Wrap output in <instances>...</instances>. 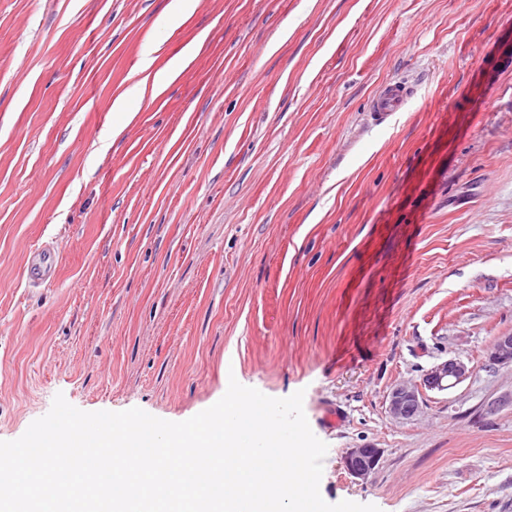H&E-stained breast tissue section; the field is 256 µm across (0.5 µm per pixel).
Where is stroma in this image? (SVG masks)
<instances>
[{
    "instance_id": "1",
    "label": "stroma",
    "mask_w": 512,
    "mask_h": 512,
    "mask_svg": "<svg viewBox=\"0 0 512 512\" xmlns=\"http://www.w3.org/2000/svg\"><path fill=\"white\" fill-rule=\"evenodd\" d=\"M169 3L0 0V440L59 393L180 422L234 378L303 391L328 503L512 512V0H199L113 136ZM150 67L151 60L146 59L143 68L137 72L139 79L115 100L112 110L116 115L112 122L113 136H119L133 118V103L143 99L149 90L153 95L159 93L173 72L172 65L155 72H151ZM411 98V92L403 85H386L373 100V111L382 120L388 119L393 112L401 109ZM490 362L498 366H512V333L497 336L487 351ZM473 367L459 358H448L427 371L417 385L398 383L389 392L388 410L390 415L400 421L413 419L420 411V396L423 389L444 391L465 381ZM381 457L377 448H351L345 453L343 463L348 473L355 478H366L376 467Z\"/></svg>"
}]
</instances>
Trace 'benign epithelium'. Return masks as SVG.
Listing matches in <instances>:
<instances>
[{
	"label": "benign epithelium",
	"mask_w": 512,
	"mask_h": 512,
	"mask_svg": "<svg viewBox=\"0 0 512 512\" xmlns=\"http://www.w3.org/2000/svg\"><path fill=\"white\" fill-rule=\"evenodd\" d=\"M490 362L498 366H512V333L494 339L487 351ZM473 373V368L459 358H448L427 371L420 385L398 383L389 392L388 410L400 421L413 419L420 411L422 390L444 391L457 386ZM381 457L379 448H350L343 463L348 473L355 478L367 477Z\"/></svg>",
	"instance_id": "benign-epithelium-1"
}]
</instances>
